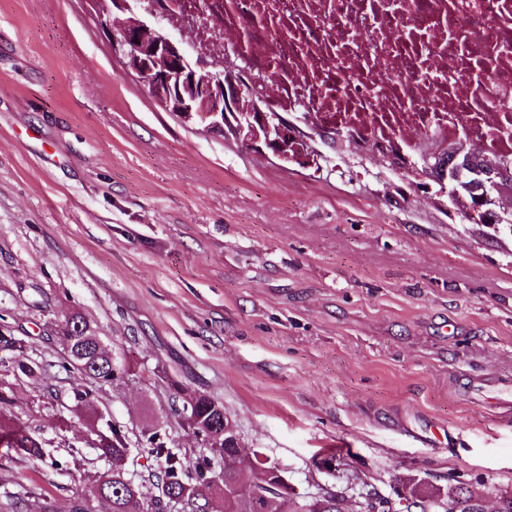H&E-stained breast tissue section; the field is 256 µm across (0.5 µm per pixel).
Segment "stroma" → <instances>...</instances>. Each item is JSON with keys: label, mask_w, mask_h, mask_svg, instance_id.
<instances>
[{"label": "stroma", "mask_w": 512, "mask_h": 512, "mask_svg": "<svg viewBox=\"0 0 512 512\" xmlns=\"http://www.w3.org/2000/svg\"><path fill=\"white\" fill-rule=\"evenodd\" d=\"M373 160L286 165L185 127L114 59L83 0H0V315L42 378L11 380L46 461L0 448L24 512H73L106 466L67 409L71 313L133 370L98 405L129 440H195L174 384L224 405L299 490L411 476L512 492V231L398 195ZM335 455L336 469L315 463Z\"/></svg>", "instance_id": "1"}]
</instances>
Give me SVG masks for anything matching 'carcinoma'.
Masks as SVG:
<instances>
[{
  "instance_id": "carcinoma-1",
  "label": "carcinoma",
  "mask_w": 512,
  "mask_h": 512,
  "mask_svg": "<svg viewBox=\"0 0 512 512\" xmlns=\"http://www.w3.org/2000/svg\"><path fill=\"white\" fill-rule=\"evenodd\" d=\"M63 362L60 368L69 376L89 382L72 388L71 411L92 419L98 427L91 448L109 469L100 477L95 494L111 504V512H209L210 501L220 489L224 492V512H251L246 493L260 490L270 499L269 512H280V492L270 486L259 452L234 458L224 448V437L213 434L210 422L218 414L205 403L182 401L179 418L200 450L187 455L168 447L161 428L142 432L136 447H131L121 426L107 418L97 406L95 387L119 381L131 368L117 355L95 346L97 328L73 314L60 327ZM28 337L18 327L0 323V365L16 379L37 377L44 366L29 358ZM12 390L0 386V447L12 448L33 460L44 459L42 441L15 420ZM156 460L158 470L146 480L125 472V461L133 453ZM477 480L457 476L445 486L423 484L410 478L405 484L411 498L405 507L375 491L365 492L362 512H483V492ZM298 512H346L344 491L333 486H317L313 492L297 494Z\"/></svg>"
}]
</instances>
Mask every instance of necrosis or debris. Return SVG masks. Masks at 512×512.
I'll return each mask as SVG.
<instances>
[{
	"label": "necrosis or debris",
	"instance_id": "necrosis-or-debris-1",
	"mask_svg": "<svg viewBox=\"0 0 512 512\" xmlns=\"http://www.w3.org/2000/svg\"><path fill=\"white\" fill-rule=\"evenodd\" d=\"M210 52L275 72L291 120L359 147L418 157L424 138L477 147L512 169V0H208Z\"/></svg>",
	"mask_w": 512,
	"mask_h": 512
}]
</instances>
